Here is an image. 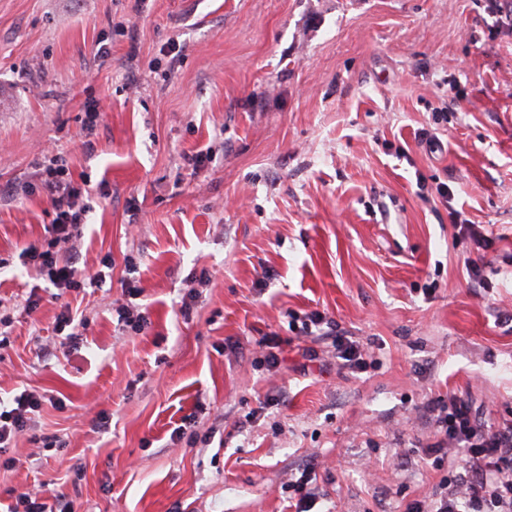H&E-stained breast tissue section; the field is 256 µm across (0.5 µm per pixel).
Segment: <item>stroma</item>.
Listing matches in <instances>:
<instances>
[{"label": "stroma", "instance_id": "stroma-1", "mask_svg": "<svg viewBox=\"0 0 512 512\" xmlns=\"http://www.w3.org/2000/svg\"><path fill=\"white\" fill-rule=\"evenodd\" d=\"M51 147L87 208L61 254L101 287L56 294L23 255L55 218ZM314 311L373 366L290 331ZM501 312L512 22L492 0H0V400L46 396L0 451V512L46 484L73 512H293L311 462L320 512H403L458 465L423 460V406L512 413ZM117 322L135 333L141 332L148 324L145 312L139 309H133L129 306H122L115 310Z\"/></svg>", "mask_w": 512, "mask_h": 512}]
</instances>
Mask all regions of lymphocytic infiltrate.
<instances>
[{
  "mask_svg": "<svg viewBox=\"0 0 512 512\" xmlns=\"http://www.w3.org/2000/svg\"><path fill=\"white\" fill-rule=\"evenodd\" d=\"M41 181L55 210L52 236L46 246L31 247L27 258L56 288L80 290L98 283L102 273L83 275L74 262L62 261L59 256L62 246L75 245L82 234L86 210L78 203L80 189L73 187L53 162L43 166ZM298 331L304 336L331 338L342 368L366 371L371 355L368 345L350 340L325 315L311 313ZM43 401L41 394L24 392L14 398L12 407H0V449L31 430ZM425 412L436 436L427 447L428 453L461 452L462 469L442 480L431 499L407 502L404 512H512V418L483 422L470 401L454 393L430 401Z\"/></svg>",
  "mask_w": 512,
  "mask_h": 512,
  "instance_id": "1",
  "label": "lymphocytic infiltrate"
}]
</instances>
